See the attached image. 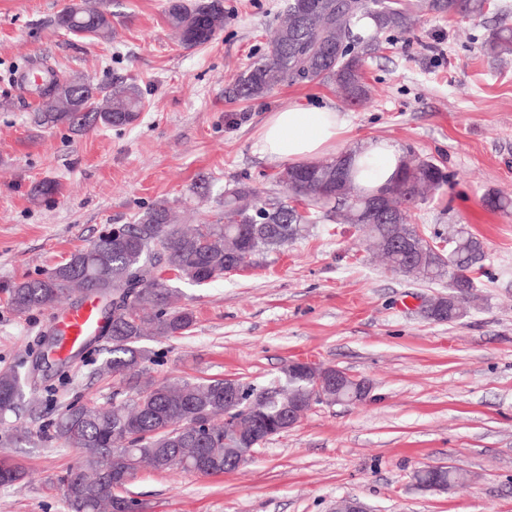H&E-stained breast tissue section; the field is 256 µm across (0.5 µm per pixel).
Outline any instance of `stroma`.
<instances>
[{
  "mask_svg": "<svg viewBox=\"0 0 512 512\" xmlns=\"http://www.w3.org/2000/svg\"><path fill=\"white\" fill-rule=\"evenodd\" d=\"M507 13L448 20L426 14L415 34H386L367 58V106L340 103L334 86H283L259 99L232 92L235 77L264 54L283 0H224V29L187 49L164 20L167 0H109L112 37L78 39L58 28L68 0H0V373L36 367L49 314H16L13 281L38 277L112 225L158 200L188 223L224 210V187L243 180L276 196L279 166L256 146L267 113L297 103L336 104L352 149L383 139L445 167L449 182L411 221L449 226L484 245L478 299L457 321L424 320L419 304L447 295V282L394 273L355 228L323 221L253 267L203 286L185 284L192 332L152 339L155 379L232 378L256 385L302 359L373 383L365 403L317 405L256 448L232 472L203 476L144 468L127 487L144 512H330L353 496L373 512H512V212L488 210L492 192L512 195V61L484 43ZM127 82L145 92L139 119L74 134L32 118L39 98L14 75L25 65ZM54 179L62 191L37 201ZM107 340L38 378L15 411L0 416V459L24 479L0 488V512H67L56 488L80 453L46 432L79 394L112 399L100 375ZM458 466L469 481L449 493L418 490L414 471Z\"/></svg>",
  "mask_w": 512,
  "mask_h": 512,
  "instance_id": "obj_1",
  "label": "stroma"
}]
</instances>
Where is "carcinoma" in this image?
Masks as SVG:
<instances>
[{
	"instance_id": "carcinoma-1",
	"label": "carcinoma",
	"mask_w": 512,
	"mask_h": 512,
	"mask_svg": "<svg viewBox=\"0 0 512 512\" xmlns=\"http://www.w3.org/2000/svg\"><path fill=\"white\" fill-rule=\"evenodd\" d=\"M490 0H286L282 21L268 51L237 75L234 92L244 100L263 98L284 85L332 84L343 99L362 105L372 98L365 82V60L382 46V36L409 33L423 13L456 17L481 15ZM168 27L186 48L211 43L224 29V0H168ZM370 19L366 30L356 24ZM59 28L81 38H112V13L102 8L75 16L62 9ZM485 53L501 62L512 56V27H499L485 44ZM36 123L78 133L89 127H122L138 120L144 95L135 83L112 85L102 97L97 85L81 77L49 76ZM342 169L336 159L286 166L279 175L287 196L262 195L237 181L224 189V214L191 227L179 222L166 200H160L131 224H116L86 248L70 255L37 278L13 283L9 291L14 312L25 315L51 310L73 295H93L102 303L110 335L109 357L100 373L119 379L129 391L122 401L101 402L81 395L51 425V438L80 451L81 461L58 477L67 512H125L118 478H134L147 464L157 471L181 470L200 475L234 468L237 449L244 447L240 428L264 427L270 436L285 432L284 407L303 394L311 377L282 370L269 385L240 383L241 399L224 403V379L151 377L147 337L177 338L191 332L193 312L176 306V282L196 285L221 279L247 267L261 253L276 252L295 240L310 224L338 218L353 226L395 273L423 281L448 279V296L425 311L424 318L453 322L466 313L477 280L486 275L481 241L463 229L433 233L426 239L409 222L410 211L448 184V173L433 160L412 151L393 180L376 191L357 183L358 170L345 152ZM61 192L56 180H45L34 198L49 200ZM384 217L372 208L384 194ZM490 211L507 212L512 199L496 192L484 199ZM416 240L421 251L410 256L388 247L394 231ZM30 377L17 370L0 373V414L16 406ZM207 424L197 437L190 425ZM24 478V471L0 460V487Z\"/></svg>"
}]
</instances>
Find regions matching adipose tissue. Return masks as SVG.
Wrapping results in <instances>:
<instances>
[{"label":"adipose tissue","mask_w":512,"mask_h":512,"mask_svg":"<svg viewBox=\"0 0 512 512\" xmlns=\"http://www.w3.org/2000/svg\"><path fill=\"white\" fill-rule=\"evenodd\" d=\"M347 132L345 116L332 104H296L269 113L260 127L257 145L269 164L288 162L297 166L318 157L336 156ZM402 158L399 149L385 140L360 147L355 159L365 167L361 186L375 190L385 185Z\"/></svg>","instance_id":"ef3b65f1"}]
</instances>
